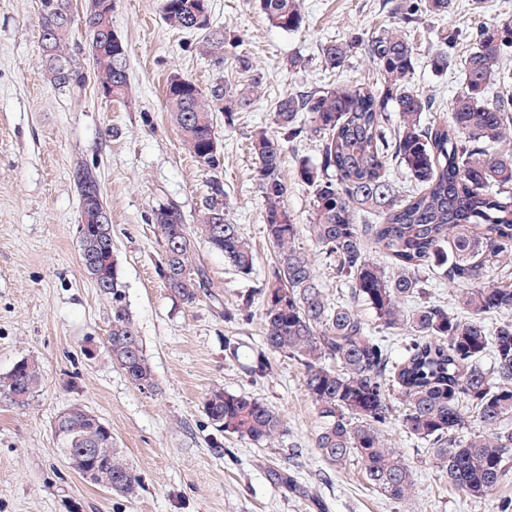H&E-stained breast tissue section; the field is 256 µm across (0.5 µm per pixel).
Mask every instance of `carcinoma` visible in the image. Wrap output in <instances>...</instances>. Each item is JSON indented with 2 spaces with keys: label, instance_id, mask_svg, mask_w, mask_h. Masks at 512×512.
Here are the masks:
<instances>
[{
  "label": "carcinoma",
  "instance_id": "carcinoma-1",
  "mask_svg": "<svg viewBox=\"0 0 512 512\" xmlns=\"http://www.w3.org/2000/svg\"><path fill=\"white\" fill-rule=\"evenodd\" d=\"M54 3L39 14L41 62L50 83L70 92L92 80L113 98H126L131 93L128 51L112 30V0H88L80 18L73 0ZM258 6L281 30L295 31L303 23L297 0H258ZM451 8L452 0H392L391 5L405 21L418 13L445 17ZM211 10V0H161L164 22L197 34L195 50L218 74L204 91L176 73L165 90L166 109L185 149L215 171L221 166L215 114L233 123L238 110L257 101L262 83L255 76L248 84L224 76V50L235 40L212 24ZM78 22L89 36L90 72L73 57L71 34ZM454 44L450 34L432 55L435 70L457 65L464 78L443 120L426 117L435 95L412 86L413 43L406 33L391 30L364 42L379 85L329 84L284 94L274 102L276 132L260 127L250 138L276 262L275 283L263 292L264 350L249 372L255 378L267 375L270 353L299 361L321 423L314 447L338 467L357 458L369 484L394 500L409 496L415 483L383 434L393 396L404 406L405 432L429 445L436 467L467 497L488 496L512 473V428L504 426L512 420V320L489 324L496 315L512 313V284L488 279L493 271L512 270V99L490 94L501 81L499 61L512 49V19L476 31L460 59ZM352 48L353 43L338 40L322 44L323 67H343ZM390 109L398 116L391 131L385 129ZM305 134L319 138L322 147L319 163L301 159L296 166L298 178L313 188L307 246L286 206L288 185L281 175L282 142ZM393 164L414 181L405 196L388 176ZM95 177L86 164L74 167L79 218L88 225L80 250L92 254L99 289L112 299L104 347L134 385L151 391L156 382L124 304L112 235L97 231L90 197ZM492 186L497 193H490ZM151 223L163 245L159 273L183 301L194 302L207 283L195 261L198 237L223 253L241 276L255 271V250L239 226L228 223L224 185L216 178L197 224H185L178 208L164 204L152 210ZM217 224L224 226L219 235ZM374 251L386 255L393 272L372 260ZM318 256L347 278L351 301L326 297ZM425 270L438 271L448 287L459 290L458 310L430 301L405 312V301L422 294ZM356 300L373 311L374 326L355 313ZM388 335L409 337L401 357L392 355ZM41 379L39 363L22 359L0 376V395L24 406ZM204 411L219 430L254 444L268 445L283 431L278 414L245 394L215 391ZM473 413L486 432H467ZM63 433L72 448L112 447L110 427L92 425L81 408L69 409ZM109 476L112 487L127 494L138 485L118 453L112 454Z\"/></svg>",
  "mask_w": 512,
  "mask_h": 512
}]
</instances>
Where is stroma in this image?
Wrapping results in <instances>:
<instances>
[{"instance_id":"1","label":"stroma","mask_w":512,"mask_h":512,"mask_svg":"<svg viewBox=\"0 0 512 512\" xmlns=\"http://www.w3.org/2000/svg\"><path fill=\"white\" fill-rule=\"evenodd\" d=\"M300 29L273 27L256 0H213L214 21L235 35L224 71L248 55L264 97L239 111L233 124L217 121L223 156L218 171L185 150L165 109L169 76L206 89L217 74L195 51L194 36L168 27L160 0H114L112 27L128 48L132 92L127 99L57 90L39 64V0H0V374L24 358L37 359L43 377L27 405L0 396V512H492L493 500L512 498V479L491 496L466 497L449 484L423 442L392 418L385 435L410 467L415 489L392 500L371 486L359 460L340 469L314 446L320 427L304 387V368L272 355V370L252 378L244 368L263 339L262 304L252 319L227 320L242 295L271 287L275 255L263 223V200L250 151L255 127L273 125L281 95L332 82L378 80L359 41L399 25L387 0H299ZM512 19V0H454L448 17L408 25L415 46L416 89L435 94L447 110L462 87L459 68L431 65L441 30L455 32L458 52L483 25ZM354 42L344 67L321 63V44ZM298 58L289 68V58ZM320 141L285 144L281 172L286 205L296 224L310 220L313 190L296 176L300 159L318 161ZM95 168L112 220V253L125 305L142 339L157 386L143 391L105 353L112 300L95 288L80 262L76 163ZM224 183L228 217L253 245L257 266L239 275L203 240L195 257L209 286L196 300L174 298L158 271L162 243L153 208L177 206L195 224L209 181ZM240 342L238 359L224 354L225 337ZM263 401L284 422L273 443L256 445L218 431L203 406L216 389ZM79 406L112 430L138 486L117 495L83 480L65 462L52 427L63 410Z\"/></svg>"}]
</instances>
